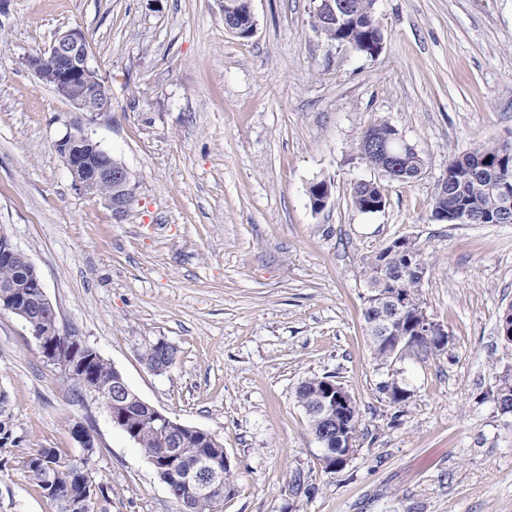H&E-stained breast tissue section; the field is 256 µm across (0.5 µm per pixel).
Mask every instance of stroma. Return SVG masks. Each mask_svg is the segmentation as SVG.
<instances>
[{"label": "stroma", "instance_id": "stroma-1", "mask_svg": "<svg viewBox=\"0 0 512 512\" xmlns=\"http://www.w3.org/2000/svg\"><path fill=\"white\" fill-rule=\"evenodd\" d=\"M257 28H224L220 0H0V233L39 273L59 328L96 349L172 420L223 444L224 512H512V374L498 331L512 305V224H436L448 156L512 141V0H374L368 57L327 42L313 0H252ZM77 29L111 106L78 110L29 68ZM385 123L422 156L390 180L359 156ZM85 132L139 180L123 221L77 191L58 151ZM325 180L322 211L308 188ZM378 184L383 210L350 190ZM399 237L424 254L420 297L445 346L374 360L368 260ZM178 350L162 374L141 356ZM333 376L354 398L357 451L329 472L296 401ZM397 382L410 397L379 390ZM0 390L15 446L0 450V512H57L22 462L73 454L91 427L109 512H178L144 453L88 392L74 394L28 327L0 310ZM352 202L361 212L373 213L377 205L385 206V197L377 184L360 182L352 188ZM177 357V349L169 343L158 341L149 345L144 351L142 359L148 369L155 368L163 361H168L173 364Z\"/></svg>", "mask_w": 512, "mask_h": 512}]
</instances>
